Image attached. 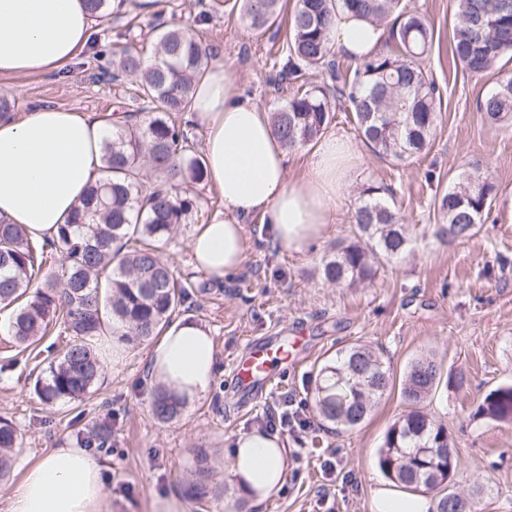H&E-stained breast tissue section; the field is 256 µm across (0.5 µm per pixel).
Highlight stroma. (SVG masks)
I'll list each match as a JSON object with an SVG mask.
<instances>
[{"label":"stroma","instance_id":"stroma-1","mask_svg":"<svg viewBox=\"0 0 512 512\" xmlns=\"http://www.w3.org/2000/svg\"><path fill=\"white\" fill-rule=\"evenodd\" d=\"M234 2L158 0L147 7L142 0H126L108 24L94 25L86 57L54 72L0 81V96L16 112L39 104L101 117L136 110L134 83L107 74L123 49L149 45L153 35L146 25L154 22L197 35L212 62L230 69L244 96L274 111L285 97L271 85L284 33L253 37ZM411 2L434 30L424 65L442 92L428 148L403 164L380 159L360 145L350 112L337 111L327 133L357 143L360 158L323 238L304 251H287L272 241L260 216H252L245 224L242 268L179 311L204 324L214 339L219 369L206 397L183 407L171 422L154 419L155 383L146 369L152 344L146 341L130 344L119 365L103 366L84 399L46 407L34 383L48 366V348H62L69 336L58 325L37 345L19 350L8 330L11 312L0 309V418L11 421L22 440L9 484L18 483L47 449L80 446L103 424L106 443L91 453L102 465L110 512H154L156 499L172 495L186 503L187 512H375V491L404 493L378 465L385 434L405 411L397 383L413 359L432 353L443 362L444 379L428 409L447 426L458 450L455 491L466 496L480 490L478 512H512V424L476 414L489 391L512 384V130L488 124L478 110L503 71L468 75L456 67L449 51L454 0ZM476 164L488 167L494 179L491 215L471 238L441 242L435 235L442 221L438 201L458 174ZM370 186L392 192L414 247L372 282L354 288L330 284L321 259L352 238L354 208ZM182 189L197 210L180 225L164 256L177 277L197 282L204 275L190 263L189 239L198 225L223 211L224 202L205 179ZM263 336L294 339L297 362L277 370L265 397L248 403L236 395L233 365L253 338ZM352 344L379 349L396 386L362 424L338 431L315 420L314 375ZM460 373L467 384L459 390L451 379ZM287 399L313 425L281 431L288 447L285 483L256 504L230 483L224 448L258 428ZM201 448L211 458V485L224 490L221 498L200 497L190 488ZM329 461L334 471L326 470Z\"/></svg>","mask_w":512,"mask_h":512}]
</instances>
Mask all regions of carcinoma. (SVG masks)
Here are the masks:
<instances>
[{"instance_id": "obj_1", "label": "carcinoma", "mask_w": 512, "mask_h": 512, "mask_svg": "<svg viewBox=\"0 0 512 512\" xmlns=\"http://www.w3.org/2000/svg\"><path fill=\"white\" fill-rule=\"evenodd\" d=\"M240 14L254 35L277 24L280 0H239ZM389 29L391 48L358 60L352 70L336 57L333 32L342 14ZM150 47L126 52L115 64L112 80L134 75L140 106L125 115L103 149V177L90 186L57 236L48 242L30 238L18 224L0 220V306L12 309L9 332L25 348L60 323L71 336L48 373L37 377L40 402L52 407L83 399L100 374L90 341L113 322L132 341H147L168 323L189 289L205 294L211 282H179L160 248L186 223L196 201L177 187L204 176L203 157L193 151L188 133L175 121L186 111L196 77L208 65L206 47L191 32L149 23ZM512 0H455L449 42L454 62L466 74H481L499 60L512 59ZM434 33L409 0H295L288 19L286 46L274 83L296 88L273 114L275 135L293 151L317 142L334 119L336 102H349L365 145L378 157L404 163L431 142L442 96L422 58ZM319 69L329 72L333 88L309 81ZM492 126H512V75H504L479 102ZM378 188L362 191L355 210L354 240L323 260L324 278L348 287L376 278L385 264L410 249L411 239L397 212L376 197ZM495 184L478 166L465 173L439 200L444 223L437 235L450 240L473 236L492 209ZM60 255L61 272H44L47 249ZM443 365L433 355L412 361L401 384L407 411L387 430L378 464L391 482L413 492H435L436 512H475V501L450 489L457 459L448 428L433 420L426 401L436 391ZM392 382L378 352L351 345L317 371L315 410L322 420L350 429L367 417ZM181 401L156 388L154 418L175 419ZM478 414L512 422V385L489 392ZM19 447L15 427L0 421V480L10 474ZM209 456L197 455L194 492L209 486Z\"/></svg>"}]
</instances>
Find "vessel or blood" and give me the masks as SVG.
Instances as JSON below:
<instances>
[{
    "label": "vessel or blood",
    "instance_id": "b4317fda",
    "mask_svg": "<svg viewBox=\"0 0 512 512\" xmlns=\"http://www.w3.org/2000/svg\"><path fill=\"white\" fill-rule=\"evenodd\" d=\"M295 357L286 342L267 339L253 342L246 357L237 360L234 376L238 387L252 398L266 394L276 368L293 363Z\"/></svg>",
    "mask_w": 512,
    "mask_h": 512
}]
</instances>
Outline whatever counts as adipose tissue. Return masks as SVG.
I'll return each instance as SVG.
<instances>
[{"instance_id": "1", "label": "adipose tissue", "mask_w": 512, "mask_h": 512, "mask_svg": "<svg viewBox=\"0 0 512 512\" xmlns=\"http://www.w3.org/2000/svg\"><path fill=\"white\" fill-rule=\"evenodd\" d=\"M94 17L87 0H0V78L54 71L89 47ZM382 28L342 16L334 41L340 52H373ZM188 112L202 130L207 176L224 211L189 240L194 268L216 279L237 272L246 253L244 222L262 217L281 248L299 251L321 238L356 166L349 141L319 142L306 169L288 177L287 150L269 112L244 97L229 68L207 67L195 82ZM112 126L87 112L41 105L0 117V219L22 225L39 241L56 234L87 189L102 176L103 142ZM217 355L208 328L179 318L153 344L151 379L181 400L205 397ZM229 473L254 501L284 482L287 448L275 435L243 433L231 443ZM5 512H108L97 459L85 449H49L5 495Z\"/></svg>"}]
</instances>
